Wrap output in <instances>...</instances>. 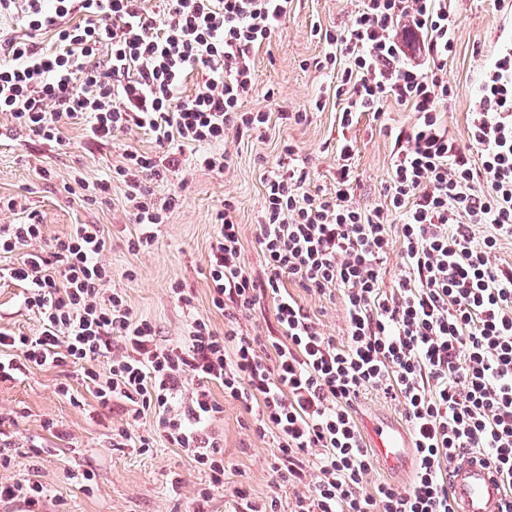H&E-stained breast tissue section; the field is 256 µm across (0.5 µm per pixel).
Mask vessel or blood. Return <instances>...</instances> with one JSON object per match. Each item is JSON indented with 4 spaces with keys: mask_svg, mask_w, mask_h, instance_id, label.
Instances as JSON below:
<instances>
[{
    "mask_svg": "<svg viewBox=\"0 0 512 512\" xmlns=\"http://www.w3.org/2000/svg\"><path fill=\"white\" fill-rule=\"evenodd\" d=\"M380 459L391 468L410 469L413 449L407 431L398 422L385 420L373 431ZM458 512H500L502 486L495 470L471 456L455 460L449 467Z\"/></svg>",
    "mask_w": 512,
    "mask_h": 512,
    "instance_id": "1",
    "label": "vessel or blood"
}]
</instances>
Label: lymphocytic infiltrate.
<instances>
[{"instance_id": "1", "label": "lymphocytic infiltrate", "mask_w": 512, "mask_h": 512, "mask_svg": "<svg viewBox=\"0 0 512 512\" xmlns=\"http://www.w3.org/2000/svg\"><path fill=\"white\" fill-rule=\"evenodd\" d=\"M291 0H0V112L34 136L63 146V124H79L104 144L142 130L159 148L126 150L120 165L89 187L113 181L149 248L163 215L150 182L198 165L224 172L227 131L262 135L269 117L247 112L252 59L270 44ZM447 0H362L349 26L325 32L317 68L349 64L337 94L343 127L380 114L387 101L418 119L398 133L384 204H349L351 141L336 190L307 188L295 150L264 179L258 242L265 262L255 278L242 260L232 206L216 214L208 277L223 330L193 318L186 336L161 343L124 296L106 290L99 260L106 240L94 224L73 225L50 250L36 249L41 224L0 225V254L20 253L5 277L24 289L38 335L0 331V381L25 367L84 365L99 405L131 421L154 411L170 445L224 485L223 408L212 386L251 415L272 440L275 485L307 484L291 512H456L448 483L455 458L476 455L502 476V512H512V266L493 261L512 238V44L487 69L469 112L468 148L439 118L452 89L444 64L455 50ZM202 77L193 93L184 86ZM489 226L475 240L474 225ZM399 236H392V226ZM402 258L397 285L381 287L392 247ZM340 292L347 337L323 335L288 283ZM273 304L268 341L244 334L240 316ZM107 364L100 372L99 364ZM380 393L400 406L418 464L408 489L368 484L376 455L355 413Z\"/></svg>"}]
</instances>
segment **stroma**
Masks as SVG:
<instances>
[{"label": "stroma", "instance_id": "obj_1", "mask_svg": "<svg viewBox=\"0 0 512 512\" xmlns=\"http://www.w3.org/2000/svg\"><path fill=\"white\" fill-rule=\"evenodd\" d=\"M358 0H294L293 8L271 43L254 56L255 86L244 103L248 112L269 115L262 137L228 136L226 150L233 156L230 170L218 173L186 164L168 180L153 184L157 203L178 196L155 229L153 246L132 249L140 233L124 201L123 184L112 186L110 196L97 203L83 199L82 189L67 192L74 176L87 181L101 178L122 161L127 148L154 152L151 136L141 130L121 133L113 142L86 138L81 125L66 124L61 135L67 143L57 152L44 141L15 127L0 113V197H15L21 209L0 211L1 224H22L36 217L43 226L42 247L64 237L75 224H96L103 230L107 248L100 257L110 267V288L125 296L138 317L151 321L161 342L178 341L191 318L209 320L223 330L224 316L211 303L207 266L216 235L214 217L223 203H232L239 224L242 256L254 273L263 270L258 237V216L263 203V180L275 167L285 145L292 144L311 174L310 190L333 192L342 139H352L349 201L372 209L383 205V186L390 175L399 132L410 130L418 115L394 102L386 103L380 118L360 116L343 129L339 122L336 75L316 69L315 60L325 49L315 29L345 27ZM456 20V51L444 67L454 94L442 109V119L459 144L468 141L467 116L482 74L504 43L512 41V14L500 10L496 0H448ZM323 109H313L314 100ZM303 112L300 124H285L280 111ZM182 285L190 305L176 301L171 288ZM289 292L311 313L321 333L343 339L346 334L344 304L338 291L317 293L296 285ZM0 329L27 336L40 330L38 314L27 308L23 289L0 278ZM67 385L61 394L59 385ZM224 411L215 423L224 435L223 489H209L208 479L186 456L158 438L153 413H145L137 428L156 436L154 448H116L112 431L127 422L121 409L99 407L81 367L53 364L25 370L20 379L0 381V435L9 439V468H0V480L31 478L40 482L46 499L43 512H190L201 489H208L204 512H234L235 492L251 497L278 496L292 503L296 487H274L269 464L272 443L257 435L250 416L237 404L225 401L221 387H213ZM88 469L96 475L93 491L68 480L67 470Z\"/></svg>", "mask_w": 512, "mask_h": 512}]
</instances>
